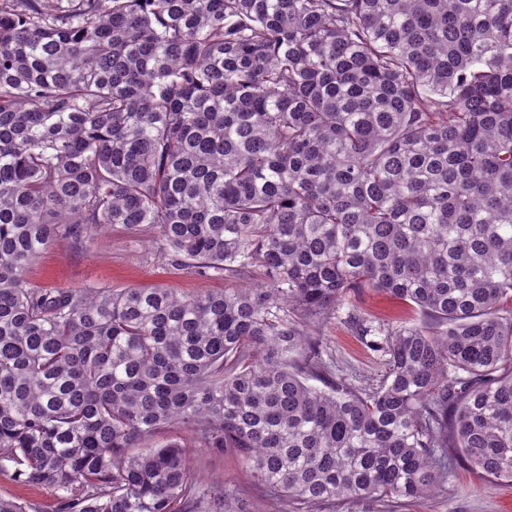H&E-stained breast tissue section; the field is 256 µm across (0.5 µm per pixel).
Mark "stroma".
<instances>
[{"label": "stroma", "mask_w": 512, "mask_h": 512, "mask_svg": "<svg viewBox=\"0 0 512 512\" xmlns=\"http://www.w3.org/2000/svg\"><path fill=\"white\" fill-rule=\"evenodd\" d=\"M27 279L38 288L163 286L195 293L228 286L227 280L202 277L167 265L144 238L119 228L97 236L86 251L63 240L55 242L29 270ZM351 309L377 325L397 318L419 323L423 315L417 308L387 296L366 293L343 300L335 318L315 327L313 335L322 343L321 358L337 375L358 386L378 383L387 371L385 359L345 323ZM194 463L204 484L223 486L233 512H285L281 501L253 489L233 455L199 448ZM0 497L26 504L28 512H57L58 494L54 489L17 481L8 466L0 467ZM323 512H512V482L484 476L456 460L437 492L424 503L406 499H340L324 506Z\"/></svg>", "instance_id": "obj_1"}]
</instances>
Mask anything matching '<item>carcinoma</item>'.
I'll return each instance as SVG.
<instances>
[{
  "mask_svg": "<svg viewBox=\"0 0 512 512\" xmlns=\"http://www.w3.org/2000/svg\"><path fill=\"white\" fill-rule=\"evenodd\" d=\"M116 226L261 283L27 280ZM368 291L426 320L349 314L387 356L356 387L307 333ZM192 447L304 512L422 503L450 448L512 480V0H0V466L61 512H228Z\"/></svg>",
  "mask_w": 512,
  "mask_h": 512,
  "instance_id": "cac0c4a2",
  "label": "carcinoma"
}]
</instances>
